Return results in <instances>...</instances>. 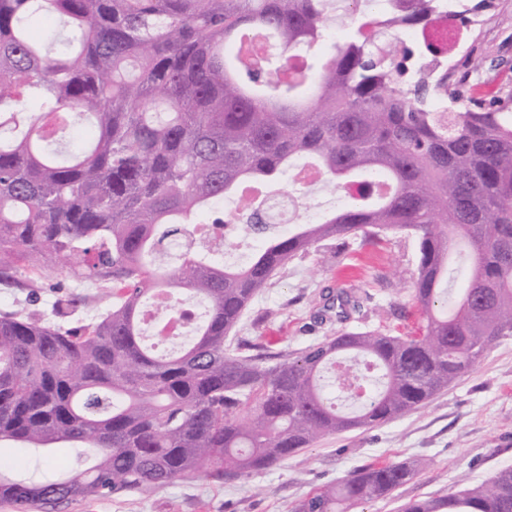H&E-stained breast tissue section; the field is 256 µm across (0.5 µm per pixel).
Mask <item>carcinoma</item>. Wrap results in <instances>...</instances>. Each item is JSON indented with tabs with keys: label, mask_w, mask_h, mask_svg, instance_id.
Masks as SVG:
<instances>
[{
	"label": "carcinoma",
	"mask_w": 512,
	"mask_h": 512,
	"mask_svg": "<svg viewBox=\"0 0 512 512\" xmlns=\"http://www.w3.org/2000/svg\"><path fill=\"white\" fill-rule=\"evenodd\" d=\"M48 13L62 33L37 42L30 22ZM443 16V0H0V278L54 263L112 295L93 323L0 314V441L96 452L63 479L0 473V503L65 512L197 473L244 478L423 407L512 336V89L447 81ZM300 161L359 190L269 233L247 188ZM230 198L235 215L213 223L260 234L251 262L190 247L169 266L162 242ZM398 233L418 241L419 335L342 331L273 364L224 350L290 259ZM174 292L207 311L159 355L142 314ZM338 365L351 409L326 391ZM416 472L365 466L293 512H351ZM401 512H512V468Z\"/></svg>",
	"instance_id": "cac0c4a2"
}]
</instances>
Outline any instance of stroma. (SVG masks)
Instances as JSON below:
<instances>
[{
    "instance_id": "35a3bbf8",
    "label": "stroma",
    "mask_w": 512,
    "mask_h": 512,
    "mask_svg": "<svg viewBox=\"0 0 512 512\" xmlns=\"http://www.w3.org/2000/svg\"><path fill=\"white\" fill-rule=\"evenodd\" d=\"M497 11L473 41L472 55L456 65L470 82L512 87V0ZM418 246L405 234L375 243L331 237L289 260L256 297L230 333L226 346L271 361L295 354L340 331L392 329L413 333ZM12 287L0 288V313L25 311L54 320L57 297L77 301L76 317L100 319L112 306L102 286L78 281L61 268L18 266ZM351 298L344 317L331 303ZM76 449L48 451L0 444V471L16 479L56 480L75 465ZM417 461L418 475L393 496L360 505L354 512H400L405 503L478 485L512 467V336L501 338L463 377L424 407L371 427L327 435L297 455L244 479L224 482L207 475L175 480L144 493H117L73 504L68 512H290L307 493L343 481L370 463Z\"/></svg>"
}]
</instances>
